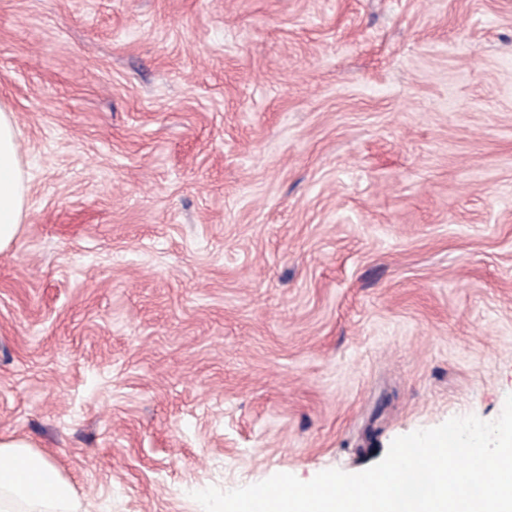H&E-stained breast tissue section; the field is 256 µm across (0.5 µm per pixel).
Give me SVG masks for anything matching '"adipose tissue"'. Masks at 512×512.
Listing matches in <instances>:
<instances>
[{
	"label": "adipose tissue",
	"mask_w": 512,
	"mask_h": 512,
	"mask_svg": "<svg viewBox=\"0 0 512 512\" xmlns=\"http://www.w3.org/2000/svg\"><path fill=\"white\" fill-rule=\"evenodd\" d=\"M26 185L12 112L0 107V251L15 240ZM0 512H84L72 488L44 454L20 440H0Z\"/></svg>",
	"instance_id": "obj_1"
}]
</instances>
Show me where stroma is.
Here are the masks:
<instances>
[{"label":"stroma","mask_w":512,"mask_h":512,"mask_svg":"<svg viewBox=\"0 0 512 512\" xmlns=\"http://www.w3.org/2000/svg\"><path fill=\"white\" fill-rule=\"evenodd\" d=\"M0 104V437L91 512L501 415L512 0H0ZM13 112L0 106V252L15 240L24 217L26 185Z\"/></svg>","instance_id":"35a3bbf8"}]
</instances>
